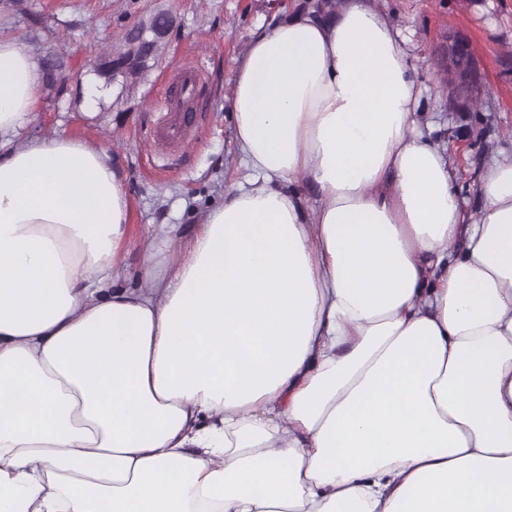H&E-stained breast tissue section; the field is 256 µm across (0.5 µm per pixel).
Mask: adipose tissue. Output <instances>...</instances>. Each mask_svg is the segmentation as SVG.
<instances>
[{"label":"adipose tissue","instance_id":"1","mask_svg":"<svg viewBox=\"0 0 512 512\" xmlns=\"http://www.w3.org/2000/svg\"><path fill=\"white\" fill-rule=\"evenodd\" d=\"M403 45L371 0L256 33L245 176L124 287L134 201L24 136L0 34V512H512V157L468 218Z\"/></svg>","mask_w":512,"mask_h":512}]
</instances>
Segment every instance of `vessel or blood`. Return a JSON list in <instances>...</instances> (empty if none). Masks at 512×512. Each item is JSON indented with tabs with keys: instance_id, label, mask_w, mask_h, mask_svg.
<instances>
[{
	"instance_id": "vessel-or-blood-1",
	"label": "vessel or blood",
	"mask_w": 512,
	"mask_h": 512,
	"mask_svg": "<svg viewBox=\"0 0 512 512\" xmlns=\"http://www.w3.org/2000/svg\"><path fill=\"white\" fill-rule=\"evenodd\" d=\"M199 76V68H176L162 99L165 118L155 129L159 139L171 144H181L188 140L197 118L194 101Z\"/></svg>"
}]
</instances>
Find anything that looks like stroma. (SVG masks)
Wrapping results in <instances>:
<instances>
[{
    "label": "stroma",
    "mask_w": 512,
    "mask_h": 512,
    "mask_svg": "<svg viewBox=\"0 0 512 512\" xmlns=\"http://www.w3.org/2000/svg\"><path fill=\"white\" fill-rule=\"evenodd\" d=\"M294 0H25L28 12L57 32L67 90L42 98L28 137L74 132L100 143L125 178L142 235L160 225L191 233L196 221L224 199L243 173L226 118L235 70L252 34L287 16ZM411 39L407 47L428 87L426 119L458 147L457 183L470 212L476 185L492 158L512 153V0H375ZM169 12L174 26L162 57L134 85L87 93L90 64L100 50L142 16ZM44 28L18 20L12 0H0V30L37 52ZM469 43L478 84L476 104L449 106L437 60L448 39ZM199 66L198 119L190 142L164 149L151 131L160 114L163 78L177 66Z\"/></svg>",
    "instance_id": "stroma-1"
}]
</instances>
